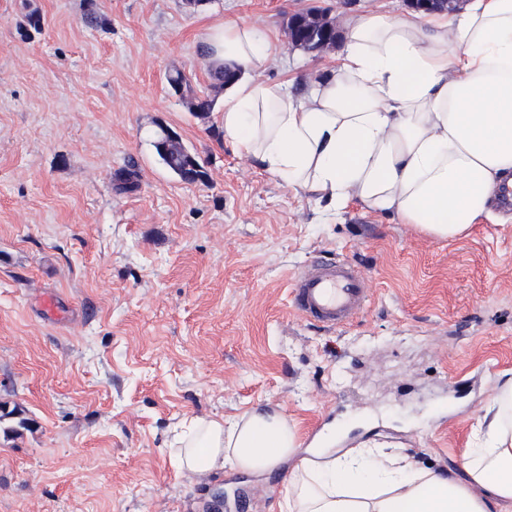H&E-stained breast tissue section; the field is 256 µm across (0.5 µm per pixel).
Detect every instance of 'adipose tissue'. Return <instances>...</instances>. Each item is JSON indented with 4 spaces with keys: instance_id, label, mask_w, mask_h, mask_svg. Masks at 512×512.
Instances as JSON below:
<instances>
[{
    "instance_id": "1",
    "label": "adipose tissue",
    "mask_w": 512,
    "mask_h": 512,
    "mask_svg": "<svg viewBox=\"0 0 512 512\" xmlns=\"http://www.w3.org/2000/svg\"><path fill=\"white\" fill-rule=\"evenodd\" d=\"M203 44L213 65L238 73L224 91L225 138L330 208L355 200L454 238L494 216L512 188V0L350 19L338 65L300 95L253 77L279 50L255 25L211 26ZM173 446L184 470L263 473L298 438L282 415L256 408L190 420ZM280 512H512V376L499 381L462 474L363 446L315 449L295 464Z\"/></svg>"
}]
</instances>
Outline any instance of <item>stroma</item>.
I'll return each mask as SVG.
<instances>
[{
    "instance_id": "stroma-1",
    "label": "stroma",
    "mask_w": 512,
    "mask_h": 512,
    "mask_svg": "<svg viewBox=\"0 0 512 512\" xmlns=\"http://www.w3.org/2000/svg\"><path fill=\"white\" fill-rule=\"evenodd\" d=\"M314 9L341 29L408 5L0 0V512H279L292 462L200 476L171 461L184 421L258 407L304 450L332 431L461 473L512 371V222L442 239L357 202L323 211L224 139L223 95L200 117L167 81L177 65L210 91L205 29L245 22L282 43L258 76L303 88L338 52L287 45ZM164 127L205 180L159 161ZM315 257L372 281L348 326L289 304Z\"/></svg>"
}]
</instances>
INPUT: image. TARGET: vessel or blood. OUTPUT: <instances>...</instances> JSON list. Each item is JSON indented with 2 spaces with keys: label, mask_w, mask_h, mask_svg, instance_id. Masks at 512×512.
Here are the masks:
<instances>
[{
  "label": "vessel or blood",
  "mask_w": 512,
  "mask_h": 512,
  "mask_svg": "<svg viewBox=\"0 0 512 512\" xmlns=\"http://www.w3.org/2000/svg\"><path fill=\"white\" fill-rule=\"evenodd\" d=\"M372 297V284L345 259H317L292 279L291 303L310 323L333 330L352 322Z\"/></svg>",
  "instance_id": "b4317fda"
}]
</instances>
